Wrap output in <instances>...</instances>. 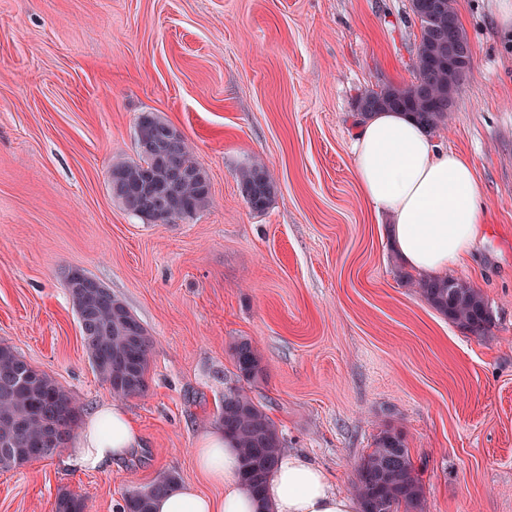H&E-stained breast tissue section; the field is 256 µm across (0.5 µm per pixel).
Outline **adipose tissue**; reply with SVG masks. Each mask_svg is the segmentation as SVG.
I'll return each mask as SVG.
<instances>
[{"mask_svg":"<svg viewBox=\"0 0 512 512\" xmlns=\"http://www.w3.org/2000/svg\"><path fill=\"white\" fill-rule=\"evenodd\" d=\"M353 174L371 209L390 220L389 243L399 258L428 277L461 265L477 241L485 209L472 161L443 149L409 113H372L352 148ZM140 442L129 415L106 403L85 421L70 449V462L98 470L125 459ZM195 464L223 496L213 498L190 484L158 497L154 512H358L356 497L334 488L327 472L287 452L255 496L244 487L233 443L222 432L198 442Z\"/></svg>","mask_w":512,"mask_h":512,"instance_id":"obj_1","label":"adipose tissue"}]
</instances>
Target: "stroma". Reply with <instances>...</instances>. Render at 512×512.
<instances>
[{"mask_svg": "<svg viewBox=\"0 0 512 512\" xmlns=\"http://www.w3.org/2000/svg\"><path fill=\"white\" fill-rule=\"evenodd\" d=\"M496 0H455L473 58L435 137L473 162L487 222L453 270L493 312L480 337L400 273L353 176L358 97L415 80L410 0H0V344L70 391L89 416L115 401L140 444L103 470L66 451L0 469V512H86L194 466L224 395L242 389L286 450L353 491L386 426L400 429L423 512H512V44ZM143 112L179 129L210 179L189 221L145 224L113 199L114 159L137 157ZM260 160L262 213L239 169ZM78 267L153 340L144 395L114 399L88 360L64 286ZM259 350L238 378L230 347ZM238 186L246 204L259 213L269 208L277 192L267 167L258 162L239 171ZM230 350L239 378L251 381L262 375V358L250 341L238 340L232 344Z\"/></svg>", "mask_w": 512, "mask_h": 512, "instance_id": "35a3bbf8", "label": "stroma"}]
</instances>
